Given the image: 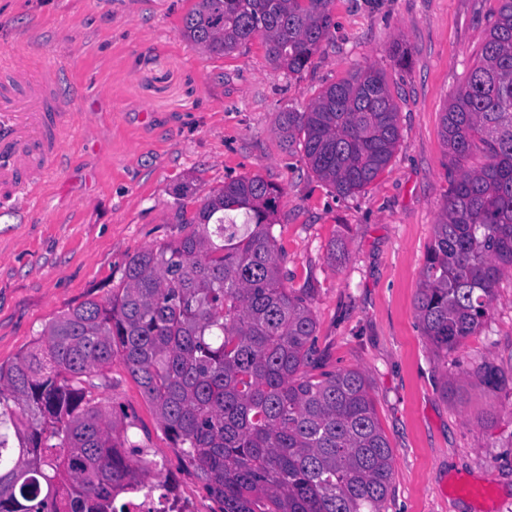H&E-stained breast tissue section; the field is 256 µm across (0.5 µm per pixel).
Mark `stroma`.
Returning a JSON list of instances; mask_svg holds the SVG:
<instances>
[{
  "label": "stroma",
  "mask_w": 512,
  "mask_h": 512,
  "mask_svg": "<svg viewBox=\"0 0 512 512\" xmlns=\"http://www.w3.org/2000/svg\"><path fill=\"white\" fill-rule=\"evenodd\" d=\"M195 0H0V53L66 67L62 110L74 157L23 216L0 209V364L55 317L106 302L134 254L180 234L175 189L196 207L225 182L282 188L273 216L283 285L314 284L316 346L327 369L368 379L393 452L383 512H512V393L480 385L485 361L512 373V273L491 319L449 355L415 308L426 255L458 167L441 136L445 107L473 67L497 0H332L314 63L277 68L262 36L219 56L186 40ZM409 52L406 64L393 41ZM373 67L398 109L400 139L378 177L341 197L280 128L330 84ZM92 397L141 447L205 489L121 362L93 373ZM456 391L445 395V383Z\"/></svg>",
  "instance_id": "obj_1"
}]
</instances>
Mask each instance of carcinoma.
<instances>
[{
  "label": "carcinoma",
  "mask_w": 512,
  "mask_h": 512,
  "mask_svg": "<svg viewBox=\"0 0 512 512\" xmlns=\"http://www.w3.org/2000/svg\"><path fill=\"white\" fill-rule=\"evenodd\" d=\"M331 0H197L183 36L224 55L264 36L273 64H312L332 25ZM397 105L373 68L285 112L311 169L347 197L372 183L399 142ZM443 143L478 170L450 180L416 298L424 335L453 351L491 316L512 270V0H499L478 62L442 118ZM282 190L259 176L224 184L191 231L133 255L107 303L53 320L0 364V512H121L138 483L115 452L114 422L92 404L88 377L118 359L206 481L220 512H382L393 453L365 375L327 371L316 350L315 289L288 290L273 233ZM319 374L313 375L311 371ZM491 388L508 375L484 362Z\"/></svg>",
  "instance_id": "carcinoma-1"
}]
</instances>
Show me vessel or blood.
<instances>
[{
    "instance_id": "1",
    "label": "vessel or blood",
    "mask_w": 512,
    "mask_h": 512,
    "mask_svg": "<svg viewBox=\"0 0 512 512\" xmlns=\"http://www.w3.org/2000/svg\"><path fill=\"white\" fill-rule=\"evenodd\" d=\"M60 68L0 55V205L22 210L69 159Z\"/></svg>"
}]
</instances>
